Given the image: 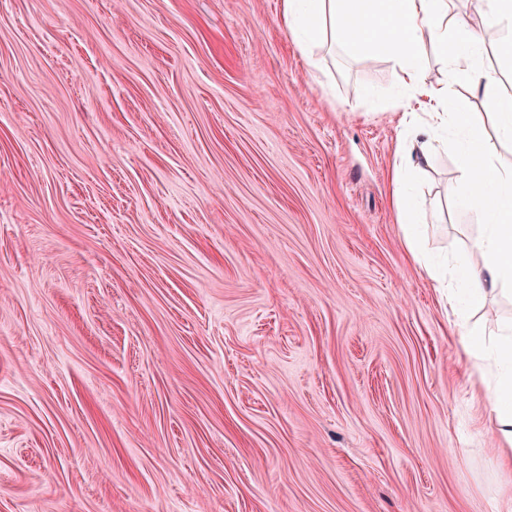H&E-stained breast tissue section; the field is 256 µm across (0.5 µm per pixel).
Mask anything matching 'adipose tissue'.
I'll list each match as a JSON object with an SVG mask.
<instances>
[{
  "label": "adipose tissue",
  "instance_id": "obj_1",
  "mask_svg": "<svg viewBox=\"0 0 512 512\" xmlns=\"http://www.w3.org/2000/svg\"><path fill=\"white\" fill-rule=\"evenodd\" d=\"M282 12L301 50L322 35L391 54L397 85L427 117L421 125L425 139L397 168L396 182L427 163L438 130L459 133L458 193L484 224L473 243L479 264L448 270V306L460 321L459 344L474 372L495 384L489 404L499 432L498 452L502 468L511 469L512 321L497 322L490 345L468 319L490 293H512V167L498 166L485 152L472 118L451 102L447 88L427 80L419 59L425 45H433L450 80L484 89L499 133L512 140V96L495 93V79L481 64L491 44L512 57V0H482L476 26L451 13L448 0H282Z\"/></svg>",
  "mask_w": 512,
  "mask_h": 512
}]
</instances>
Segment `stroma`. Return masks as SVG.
I'll return each mask as SVG.
<instances>
[{"label": "stroma", "mask_w": 512, "mask_h": 512, "mask_svg": "<svg viewBox=\"0 0 512 512\" xmlns=\"http://www.w3.org/2000/svg\"><path fill=\"white\" fill-rule=\"evenodd\" d=\"M416 109L282 0H0V512H497Z\"/></svg>", "instance_id": "obj_1"}]
</instances>
